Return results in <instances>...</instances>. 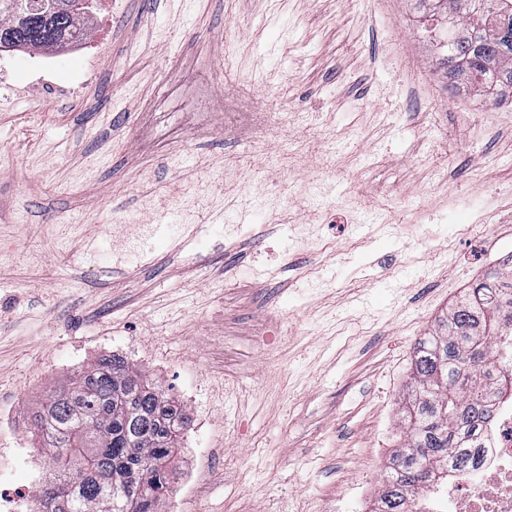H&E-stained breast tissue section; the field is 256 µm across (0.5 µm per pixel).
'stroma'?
<instances>
[{
	"label": "stroma",
	"instance_id": "obj_1",
	"mask_svg": "<svg viewBox=\"0 0 512 512\" xmlns=\"http://www.w3.org/2000/svg\"><path fill=\"white\" fill-rule=\"evenodd\" d=\"M89 18L107 45L56 54L48 96L16 60L0 101V499L34 512L32 410L115 354L191 419L158 512H336L357 485L375 512L416 341L512 252V101L449 86L414 0ZM192 63L224 71L209 125L169 113L142 151ZM242 88L284 125L225 132Z\"/></svg>",
	"mask_w": 512,
	"mask_h": 512
}]
</instances>
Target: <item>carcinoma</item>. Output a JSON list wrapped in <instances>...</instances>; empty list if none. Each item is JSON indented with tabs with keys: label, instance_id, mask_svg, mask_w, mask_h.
I'll return each mask as SVG.
<instances>
[{
	"label": "carcinoma",
	"instance_id": "obj_1",
	"mask_svg": "<svg viewBox=\"0 0 512 512\" xmlns=\"http://www.w3.org/2000/svg\"><path fill=\"white\" fill-rule=\"evenodd\" d=\"M85 2L0 0V30L15 29L13 50L60 48L88 32ZM416 4L437 33V65L450 82L512 90V0ZM410 370L407 446L383 474L380 512H409V494L448 468L467 473V439L491 415V385L512 391V270L488 271L468 287L418 341ZM31 420L58 470L37 490V512H115L118 491L138 504L131 512H155L169 485L167 460L188 426L174 400L114 354L47 395Z\"/></svg>",
	"mask_w": 512,
	"mask_h": 512
}]
</instances>
